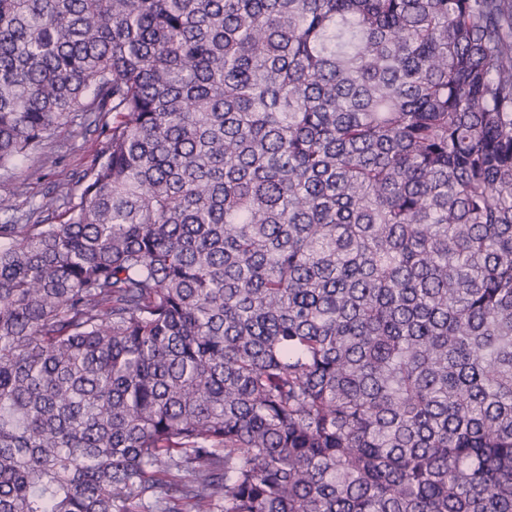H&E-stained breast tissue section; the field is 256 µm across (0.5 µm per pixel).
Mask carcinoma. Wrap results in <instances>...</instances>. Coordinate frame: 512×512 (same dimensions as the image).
Returning a JSON list of instances; mask_svg holds the SVG:
<instances>
[{
	"instance_id": "carcinoma-1",
	"label": "carcinoma",
	"mask_w": 512,
	"mask_h": 512,
	"mask_svg": "<svg viewBox=\"0 0 512 512\" xmlns=\"http://www.w3.org/2000/svg\"><path fill=\"white\" fill-rule=\"evenodd\" d=\"M0 512H512V0H0ZM79 122L60 126L27 159L12 169L0 170V193L14 194L16 224H35V217L29 218V208L43 196L55 195L73 184L93 164L103 140L101 124L95 127Z\"/></svg>"
}]
</instances>
